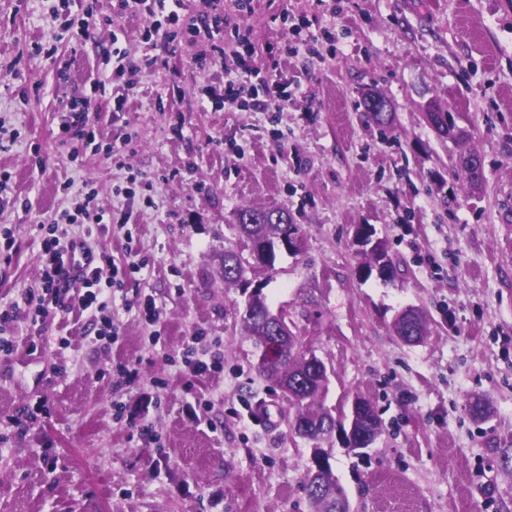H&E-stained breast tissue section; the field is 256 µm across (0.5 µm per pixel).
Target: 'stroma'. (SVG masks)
<instances>
[{
	"instance_id": "stroma-1",
	"label": "stroma",
	"mask_w": 512,
	"mask_h": 512,
	"mask_svg": "<svg viewBox=\"0 0 512 512\" xmlns=\"http://www.w3.org/2000/svg\"><path fill=\"white\" fill-rule=\"evenodd\" d=\"M55 0H0V170L14 204L12 260L0 264V307L37 290V227L93 184L100 205L128 212L96 248L136 257L111 343L85 335V318L56 313L40 338L26 320L17 351L0 357V512H310L304 476L327 455L350 512H512V0H253L243 18L259 60L301 86L297 105L263 112L217 106L188 45L144 74L122 112L99 96L91 124L103 142L127 139L117 166L80 141H62V110L107 66L110 34L76 40L51 22ZM55 41L50 58L32 43ZM38 87L21 99L19 84ZM382 94L392 133L368 122L363 94ZM464 136L439 139L430 104ZM182 136H175V128ZM484 161L476 187L451 161ZM71 182L62 194V182ZM287 210L298 250L247 277L285 311L327 367L325 407L368 400L381 424L366 449L340 437L314 446L293 435L281 391L255 368L240 330L245 296L224 284V250H244L235 212ZM372 225L400 274L360 279L354 241ZM160 309L147 320L145 298ZM428 316L422 342L393 331L404 307ZM71 345L59 349L60 338ZM221 369L198 376L186 345ZM135 369L121 384L118 366ZM49 416L18 435L12 420L37 401Z\"/></svg>"
}]
</instances>
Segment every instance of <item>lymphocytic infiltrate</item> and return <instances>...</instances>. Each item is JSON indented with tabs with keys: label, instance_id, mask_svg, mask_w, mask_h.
<instances>
[{
	"label": "lymphocytic infiltrate",
	"instance_id": "1",
	"mask_svg": "<svg viewBox=\"0 0 512 512\" xmlns=\"http://www.w3.org/2000/svg\"><path fill=\"white\" fill-rule=\"evenodd\" d=\"M195 16H188L183 0H112V11L101 14L99 0H85V11L96 17L99 25L112 33L113 46L106 50V58L113 63L112 72L103 76L90 94L72 98L61 123L65 138L80 139L92 145L95 151L103 152L111 161L119 162L124 157V148L117 143L98 142L96 131L88 123L96 94L109 91L113 94L115 111H123L128 97L139 87V73L155 70L163 60L154 56L144 65L130 60L120 40L124 34L121 22L131 15L133 7H141L154 24L143 34L144 42H162L167 53H177L184 41L203 43L204 48L194 57L199 69L205 70L224 58V43L232 41L240 46L234 55V66L240 80H228L224 85L212 88L207 99L214 104L237 101L244 92H261V106L270 112L282 111L288 103L300 95V88L291 87L287 79L269 75L266 67L259 65L249 44L248 36L233 17L224 12L223 0H200ZM96 189L78 196L71 208L62 210L45 224L39 225L42 266L38 292L22 294L9 308L0 310V353L11 355L16 348V339L11 336L9 326L19 315H26L34 332H41L46 317L51 311L87 312L99 317L101 327L97 338H112L117 334L113 306L118 293L123 292L129 274L139 272L141 263L131 261L116 265L111 256L98 254L96 266L80 272H72L71 249L81 245L85 251L93 250L95 235L105 224H127L129 215L101 207L96 202Z\"/></svg>",
	"mask_w": 512,
	"mask_h": 512
}]
</instances>
